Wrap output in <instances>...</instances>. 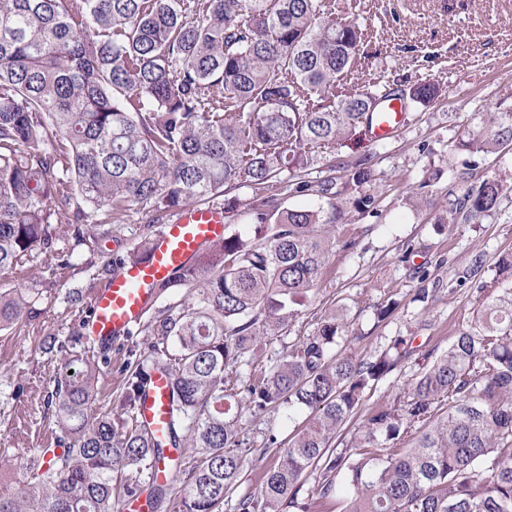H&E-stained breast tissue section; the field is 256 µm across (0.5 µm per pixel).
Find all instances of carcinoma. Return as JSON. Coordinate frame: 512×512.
I'll return each mask as SVG.
<instances>
[{
	"instance_id": "carcinoma-1",
	"label": "carcinoma",
	"mask_w": 512,
	"mask_h": 512,
	"mask_svg": "<svg viewBox=\"0 0 512 512\" xmlns=\"http://www.w3.org/2000/svg\"><path fill=\"white\" fill-rule=\"evenodd\" d=\"M329 0H0V276L37 254L52 256L57 227L110 224L136 205L150 213L208 206L253 190L243 205L258 232L224 235L171 281L181 303L151 309L126 344L117 414L96 409L99 376L112 346L71 369V352L46 336L43 352L65 364L48 396L61 450L41 448L46 468L0 496V512H117L146 495L166 512L174 485L178 512H222L244 463L255 453L238 424L243 404L256 415L304 412L288 447L261 472L258 491L237 512H512V252L477 286L470 322L430 363L408 395L364 415L337 451L345 425L367 393L411 350L397 337L366 358L345 346L332 313L314 331L264 364L248 360L265 336H282L326 272L336 246L328 228L343 220L342 200L366 210L371 172L360 160L341 181L309 179L312 156L356 135L379 100V85L339 93L362 47L359 25L329 13ZM439 97L431 82L408 100ZM512 145V112L495 130L474 135L473 153ZM314 195L324 204L289 208L271 190ZM503 185L485 180L452 200V212L478 222L495 210ZM148 232L126 259L147 256ZM38 312L22 293L0 291V331H21ZM170 359L171 419L165 440L137 417L159 359ZM250 373L240 375L241 363ZM195 450L189 458L185 449ZM173 474L145 484L157 459ZM317 472L310 501L300 503L303 474Z\"/></svg>"
}]
</instances>
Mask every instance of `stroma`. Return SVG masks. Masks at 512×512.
I'll list each match as a JSON object with an SVG mask.
<instances>
[{"mask_svg":"<svg viewBox=\"0 0 512 512\" xmlns=\"http://www.w3.org/2000/svg\"><path fill=\"white\" fill-rule=\"evenodd\" d=\"M336 17L356 22L364 32V55L342 82L345 91L387 83L404 91L421 81L438 84L440 98L430 106L410 105L405 126L389 140L361 138L337 148L334 158L317 156L310 177L329 176L331 164L366 159L373 172L367 193L376 212L347 205L336 240H356L354 249L334 248L327 273L289 335L267 339L266 354L279 358L290 337L309 335L319 316L343 311L345 334L358 354L373 357L396 336L413 337L420 349L444 351L458 328L471 320L476 287L491 281L499 256L512 250V151L473 154L472 134L487 132L490 118L512 111V0H331ZM467 180H459L460 172ZM508 184L496 211L480 222L454 220L448 203L467 186L484 180ZM151 215L132 207L111 234L96 243L67 236L55 258L38 256L17 275L0 278V289H18L35 301L34 324L0 333V496L14 494L28 481L20 456L57 445L55 416L46 395L64 363L43 354L45 336L75 335L89 308L88 297L104 283L98 270L104 257L125 254L146 234ZM433 292L416 300L419 288ZM84 300L68 302L70 290ZM397 310L378 320L375 310L387 298ZM410 356L385 376L369 404L380 407L407 395L418 371ZM242 432L261 448L245 465L239 493L256 491L263 467L280 453L266 447L268 432L285 437L301 415L238 412Z\"/></svg>","mask_w":512,"mask_h":512,"instance_id":"35a3bbf8","label":"stroma"}]
</instances>
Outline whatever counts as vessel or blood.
<instances>
[{"label": "vessel or blood", "instance_id": "1", "mask_svg": "<svg viewBox=\"0 0 512 512\" xmlns=\"http://www.w3.org/2000/svg\"><path fill=\"white\" fill-rule=\"evenodd\" d=\"M407 107L402 100L382 102L369 132L374 141L391 138L398 131ZM225 232L224 210L210 206L180 213L157 236L147 257L119 265L110 282L94 292L87 332L91 343L104 347L123 341L143 320L158 299V285L169 281L213 240ZM170 379L166 368H157L138 404V416L156 437L169 426Z\"/></svg>", "mask_w": 512, "mask_h": 512}]
</instances>
